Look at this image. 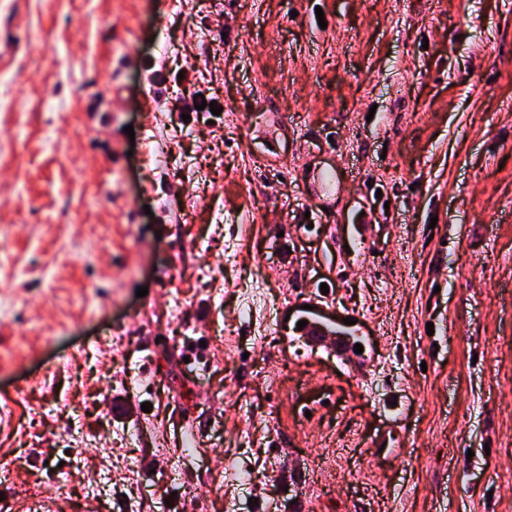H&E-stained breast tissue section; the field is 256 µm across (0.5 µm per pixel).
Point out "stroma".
<instances>
[{
  "instance_id": "35a3bbf8",
  "label": "stroma",
  "mask_w": 512,
  "mask_h": 512,
  "mask_svg": "<svg viewBox=\"0 0 512 512\" xmlns=\"http://www.w3.org/2000/svg\"><path fill=\"white\" fill-rule=\"evenodd\" d=\"M3 297L0 512H512L507 0H0ZM315 195L321 204L331 205L340 191V182L334 168L319 170L312 175ZM308 321L299 331L302 340L312 349H323L340 359L355 355L354 347L359 343L358 337L336 329L334 321L322 316L305 317Z\"/></svg>"
}]
</instances>
